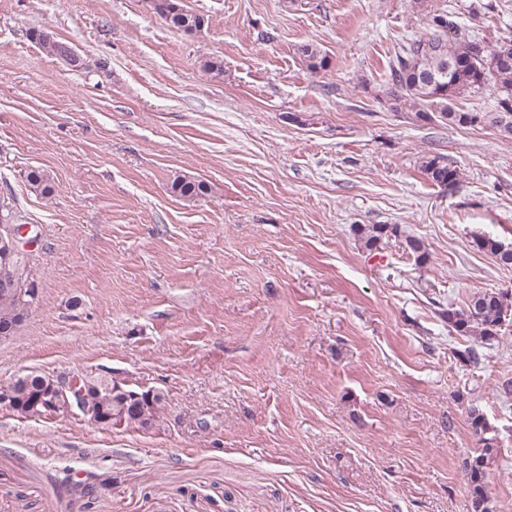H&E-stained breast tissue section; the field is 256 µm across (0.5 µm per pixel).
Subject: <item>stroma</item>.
Listing matches in <instances>:
<instances>
[{
  "mask_svg": "<svg viewBox=\"0 0 512 512\" xmlns=\"http://www.w3.org/2000/svg\"><path fill=\"white\" fill-rule=\"evenodd\" d=\"M180 2L200 34L148 0H0V205L40 235L39 300L0 340V385L34 371L164 396L146 431L73 402L0 407V512H473L474 407L498 440L488 494L512 512V311L475 366L441 317L512 292L473 245H512V138L384 101L393 47L429 13L494 44L512 0ZM178 176L208 193L177 196ZM361 224L398 233L372 252ZM424 170L431 181L444 188H452L460 183V175L457 169L443 164L436 158L425 162Z\"/></svg>",
  "mask_w": 512,
  "mask_h": 512,
  "instance_id": "stroma-1",
  "label": "stroma"
}]
</instances>
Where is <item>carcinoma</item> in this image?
Instances as JSON below:
<instances>
[{
	"label": "carcinoma",
	"mask_w": 512,
	"mask_h": 512,
	"mask_svg": "<svg viewBox=\"0 0 512 512\" xmlns=\"http://www.w3.org/2000/svg\"><path fill=\"white\" fill-rule=\"evenodd\" d=\"M493 46L471 37L462 30L451 13H434L427 16L426 33L404 41L394 52L390 65V82L385 92L386 103L394 111H407L414 122L427 117L428 121L439 117L448 126H474L490 121L500 128L512 126V66L488 69L480 61L477 49ZM303 60L314 73L327 70L328 56L316 45L301 48ZM486 94L492 99L489 112H464L456 107L458 98L468 94ZM424 170L431 181L444 188L460 183L457 169L433 158L426 162ZM33 189L50 195L53 186L42 170H33L27 176ZM172 190L185 200L195 199L207 191L202 181L177 177ZM398 228L390 224H366L358 232L366 248L376 250L385 240L397 234ZM477 249L492 255L505 267L512 266V247L490 236L475 238ZM7 278L36 285L30 258L21 256L14 260ZM509 308L508 295L504 292L485 291L473 295L467 307L457 310L448 308L444 318L448 327L460 336H477L484 345L498 335V327ZM28 312V298L10 288L0 287V335L13 336ZM50 391L48 402L63 408L73 394L76 403L91 414L95 421L103 419L112 426H126L147 430L155 423L157 409L162 398L151 401L127 402L112 394V383L106 380H83L77 389L49 378L29 373L0 385V392L11 393L16 401L14 410L23 417L34 413L29 403L39 393ZM468 424L480 448L466 459L464 468L472 497L473 509L493 512L487 493V469L499 451L495 430L484 414L476 408L468 412Z\"/></svg>",
	"instance_id": "1"
}]
</instances>
